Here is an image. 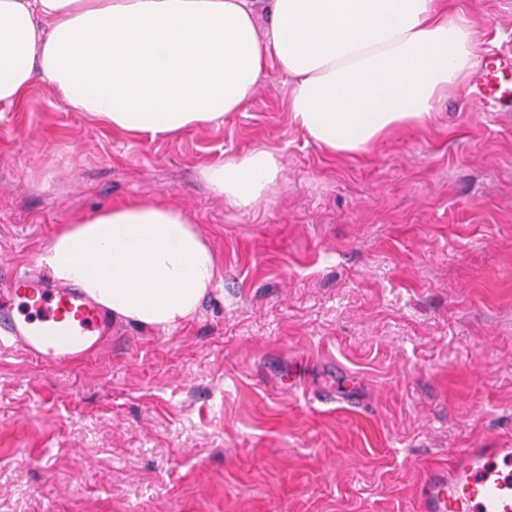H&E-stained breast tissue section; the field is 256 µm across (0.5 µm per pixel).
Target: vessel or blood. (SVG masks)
<instances>
[{
    "mask_svg": "<svg viewBox=\"0 0 512 512\" xmlns=\"http://www.w3.org/2000/svg\"><path fill=\"white\" fill-rule=\"evenodd\" d=\"M482 99L512 102V56L484 58ZM109 318L80 289L0 264V353L58 368L96 357ZM413 512H512V448H460L418 488Z\"/></svg>",
    "mask_w": 512,
    "mask_h": 512,
    "instance_id": "vessel-or-blood-1",
    "label": "vessel or blood"
}]
</instances>
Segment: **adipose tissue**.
Listing matches in <instances>:
<instances>
[{
  "label": "adipose tissue",
  "mask_w": 512,
  "mask_h": 512,
  "mask_svg": "<svg viewBox=\"0 0 512 512\" xmlns=\"http://www.w3.org/2000/svg\"><path fill=\"white\" fill-rule=\"evenodd\" d=\"M0 0V105L35 78L123 135L169 138L241 111L276 63L293 123L328 154L424 125L475 64L473 26L447 0ZM282 170L264 147L208 166L216 195L263 198ZM38 263L113 319L169 330L220 279L196 224L161 201L115 202L63 225Z\"/></svg>",
  "instance_id": "ef3b65f1"
}]
</instances>
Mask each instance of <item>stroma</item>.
<instances>
[{
  "instance_id": "35a3bbf8",
  "label": "stroma",
  "mask_w": 512,
  "mask_h": 512,
  "mask_svg": "<svg viewBox=\"0 0 512 512\" xmlns=\"http://www.w3.org/2000/svg\"><path fill=\"white\" fill-rule=\"evenodd\" d=\"M452 5L477 54L512 53V0ZM288 91L270 67L242 111L164 140L40 81L0 108V261L149 198L222 267L177 328L115 323L76 367L0 358V512H412L453 450L512 446V111L468 78L424 126L332 156ZM258 146L283 158L272 190L216 196L202 168Z\"/></svg>"
}]
</instances>
